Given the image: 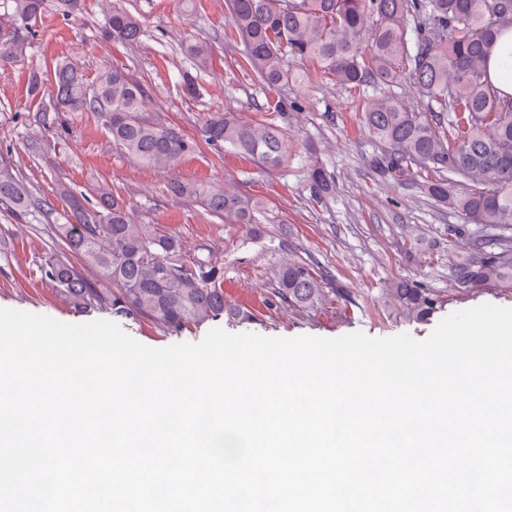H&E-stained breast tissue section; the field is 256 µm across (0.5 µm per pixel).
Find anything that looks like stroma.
I'll return each mask as SVG.
<instances>
[{
	"label": "stroma",
	"mask_w": 512,
	"mask_h": 512,
	"mask_svg": "<svg viewBox=\"0 0 512 512\" xmlns=\"http://www.w3.org/2000/svg\"><path fill=\"white\" fill-rule=\"evenodd\" d=\"M116 8L140 20L143 34L137 43L106 37ZM32 30L22 56L0 73V155H7L61 213L67 207L56 194L59 184L87 194L108 182L138 223L177 235L189 255L222 265L225 299L255 319L241 324L222 317L172 332L146 321L114 319L105 308L77 309L37 274L38 263L54 247L50 232L33 219L16 223L2 205L0 307L66 323L114 319L129 336L154 348L199 342L215 327L268 337L361 332L371 338L407 333L421 340L452 312L481 304L512 308V288L463 292L452 287L448 267L461 246L449 244L448 227L461 218L428 199L419 181L393 183L370 167L373 145L362 123V92L295 58L288 67L301 75L300 85H262L241 54L225 0H194L187 8L180 0H84L80 16L51 9ZM194 42L209 48L206 70H197L186 51ZM63 56L82 64L91 79L112 65L128 68L145 84L150 112L198 139L196 152L174 168L159 170L117 149L91 114L67 112L60 126H38L37 113L49 97L44 91L31 93L30 74L40 71L44 82H51L54 64ZM187 76L196 81L199 95L186 90ZM227 107L243 122L273 120L285 128L282 167L264 170L200 142L201 117ZM315 166L334 181L332 194L322 200L312 196L306 180ZM174 180L221 184L261 198L280 221L250 236L245 226L223 223L200 204L172 197L167 186ZM291 258L329 275L336 295L306 312L268 305L275 274ZM402 279L419 282L441 299L427 321L410 318L390 297L391 286Z\"/></svg>",
	"instance_id": "obj_1"
}]
</instances>
